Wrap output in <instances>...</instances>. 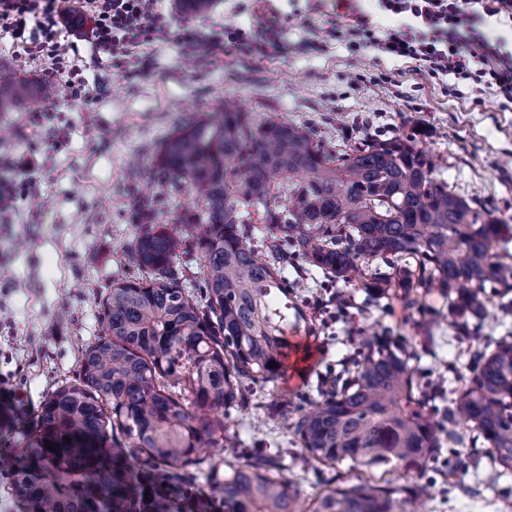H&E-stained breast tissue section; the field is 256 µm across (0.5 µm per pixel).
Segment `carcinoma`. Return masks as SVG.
Here are the masks:
<instances>
[{"label": "carcinoma", "mask_w": 512, "mask_h": 512, "mask_svg": "<svg viewBox=\"0 0 512 512\" xmlns=\"http://www.w3.org/2000/svg\"><path fill=\"white\" fill-rule=\"evenodd\" d=\"M10 94L29 101L33 86L12 79ZM434 173L411 135L336 148L293 123L257 122L229 101L179 126L148 177L192 192V205L160 222L142 203L124 256L145 277L112 282L101 336L82 351L76 377L40 403L12 475L28 512H142L138 471L186 481L207 449L206 478L224 512H301L295 482L271 458L229 461L231 473L219 475L236 447L226 409L247 402L242 380L265 384L284 372L296 287L288 267L319 270L373 298L395 278L410 318L426 312L414 290L436 287L455 295L458 327L483 321L486 289H512V221ZM192 251L199 273L189 291L180 261ZM376 260L389 271L367 269ZM359 354L354 376L334 380L295 422L302 455L402 469L417 481L403 501L376 482L329 486L311 512H407L406 503L430 494L441 436L460 441L462 422L489 445L490 480L512 473V342L500 340L457 373L439 419L413 391L416 353L405 337L366 334ZM448 454L454 485L469 461Z\"/></svg>", "instance_id": "obj_1"}]
</instances>
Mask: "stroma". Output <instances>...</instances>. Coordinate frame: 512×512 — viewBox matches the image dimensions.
Returning <instances> with one entry per match:
<instances>
[{"instance_id": "stroma-1", "label": "stroma", "mask_w": 512, "mask_h": 512, "mask_svg": "<svg viewBox=\"0 0 512 512\" xmlns=\"http://www.w3.org/2000/svg\"><path fill=\"white\" fill-rule=\"evenodd\" d=\"M214 25L254 31L269 21L280 27L281 52L186 53L176 39L158 47L152 75L131 85L104 69L87 70L102 95L96 104L66 99L41 82L20 60L0 55V72L28 79L40 92L24 105L0 112V149L18 156L36 154L39 166L29 192L0 223V376L12 377L21 393L18 408L0 407V462L13 464L44 395L75 377L84 347L102 331L99 306L119 278L140 277L124 265L122 250L132 240L142 199L161 195L147 177L163 141L211 103L232 99L258 121L270 118L303 126L316 140L390 139L419 130V145L436 161L437 178L478 204L512 208V110L493 93L474 99L466 85L449 90L447 81L420 73L409 60H375L353 52L334 34L336 0L312 10L309 0H217L207 13ZM325 37L324 52L305 48ZM384 72L381 87L371 81ZM51 113L41 129L30 113ZM65 142H58V130ZM40 223H30L32 215ZM345 302L335 324L324 327L320 294ZM296 302L312 330L288 336L286 373L248 390L247 407L229 411L227 423L237 448L276 459L296 483L301 502L325 482L369 479L367 470H332L306 462L292 423L319 397L321 376L339 371L359 351L363 329L391 328L416 350L417 382L441 390L453 385L449 363L465 364L497 341H512V309L497 290L488 292L490 315L475 336L456 340L447 300L434 297L438 322L423 330L404 320L397 298L370 300L366 292L331 278H303ZM448 457L440 455L435 485L419 512H512V475L487 482L489 457L448 486Z\"/></svg>"}]
</instances>
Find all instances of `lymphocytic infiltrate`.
Returning <instances> with one entry per match:
<instances>
[{"label":"lymphocytic infiltrate","instance_id":"1","mask_svg":"<svg viewBox=\"0 0 512 512\" xmlns=\"http://www.w3.org/2000/svg\"><path fill=\"white\" fill-rule=\"evenodd\" d=\"M381 10L399 17L401 25L377 37L369 16L356 0H341L343 34L353 51L370 49L393 58L418 62L428 76L452 75L471 81L476 91L495 89L512 103V53H502L493 39L474 29L479 14L512 13V0H378ZM90 22L86 41L97 62L106 64L125 81L135 83L154 68L151 45L176 33L188 52L216 49L266 56L280 51L275 27L253 32L224 26L205 29L193 23L172 30V17L160 0H0V46L33 67L42 80L61 85L66 96L96 103L101 95L80 65V50L72 39V16ZM33 161L0 154V215L13 210L26 194ZM150 495L148 508L170 501L176 512H223V501L182 488L179 499H170L168 481L146 474L141 478Z\"/></svg>","mask_w":512,"mask_h":512}]
</instances>
